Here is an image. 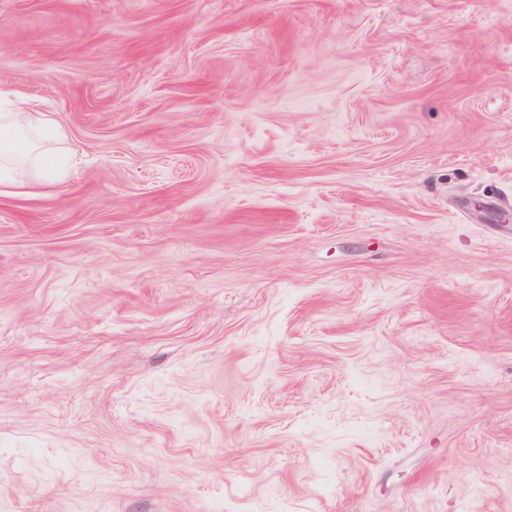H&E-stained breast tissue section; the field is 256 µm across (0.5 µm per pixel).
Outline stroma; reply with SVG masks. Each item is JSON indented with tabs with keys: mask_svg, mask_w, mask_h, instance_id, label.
<instances>
[{
	"mask_svg": "<svg viewBox=\"0 0 512 512\" xmlns=\"http://www.w3.org/2000/svg\"><path fill=\"white\" fill-rule=\"evenodd\" d=\"M0 94V512H512V0H0ZM53 120L33 105H20L16 100L0 102V187L13 191L2 193H25L31 183L24 176L27 171L46 175L50 163L38 134L52 129ZM30 134V136H28ZM15 139H23V150L14 146Z\"/></svg>",
	"mask_w": 512,
	"mask_h": 512,
	"instance_id": "35a3bbf8",
	"label": "stroma"
}]
</instances>
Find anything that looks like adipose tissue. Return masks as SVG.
<instances>
[{"instance_id": "ef3b65f1", "label": "adipose tissue", "mask_w": 512, "mask_h": 512, "mask_svg": "<svg viewBox=\"0 0 512 512\" xmlns=\"http://www.w3.org/2000/svg\"><path fill=\"white\" fill-rule=\"evenodd\" d=\"M53 126L35 106L0 102V187L18 194L30 186L26 172L47 173L50 163L38 135Z\"/></svg>"}]
</instances>
